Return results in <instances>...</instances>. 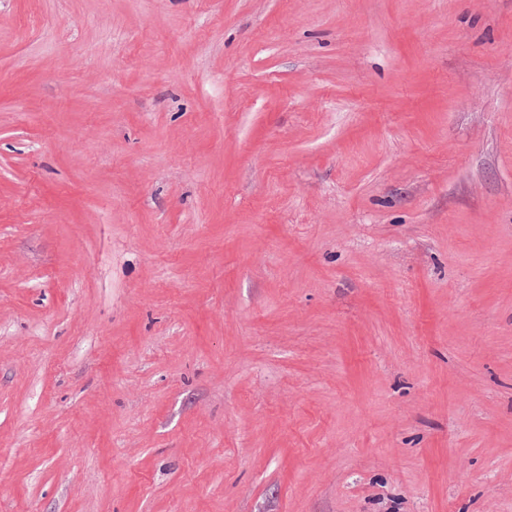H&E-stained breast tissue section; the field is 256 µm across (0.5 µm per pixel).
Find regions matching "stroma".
<instances>
[{
    "instance_id": "35a3bbf8",
    "label": "stroma",
    "mask_w": 512,
    "mask_h": 512,
    "mask_svg": "<svg viewBox=\"0 0 512 512\" xmlns=\"http://www.w3.org/2000/svg\"><path fill=\"white\" fill-rule=\"evenodd\" d=\"M0 512H512V0H0Z\"/></svg>"
}]
</instances>
